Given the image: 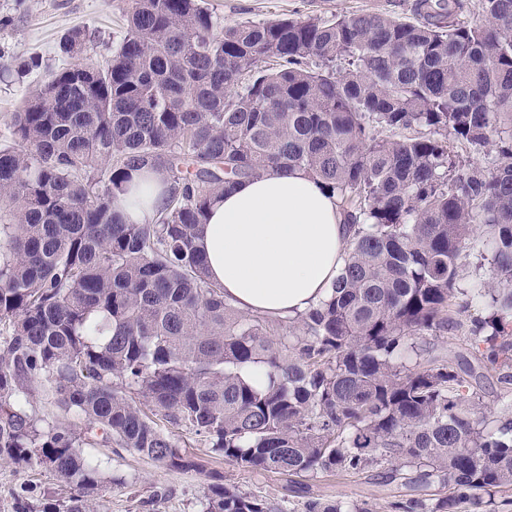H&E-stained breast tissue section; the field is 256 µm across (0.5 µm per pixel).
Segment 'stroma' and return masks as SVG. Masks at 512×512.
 <instances>
[{
    "label": "stroma",
    "mask_w": 512,
    "mask_h": 512,
    "mask_svg": "<svg viewBox=\"0 0 512 512\" xmlns=\"http://www.w3.org/2000/svg\"><path fill=\"white\" fill-rule=\"evenodd\" d=\"M224 25L244 21L319 16L332 19L349 13H384L413 20L415 0H207ZM127 0H0V17L11 26L0 29V137L7 133L12 112L46 71L66 67L59 39L69 28L87 27L91 40L86 57L95 63L110 59L126 32ZM38 57L41 67L24 76L15 73L17 57ZM179 443L202 468L173 472L132 451L97 443L85 453L99 465L102 483L93 493L96 512H202L210 475L241 492L274 500L281 512H303L309 497L354 502L370 512H390L401 488L377 474L317 477L289 476L252 470L212 454L195 436ZM65 500L70 489L45 467L0 464V512H15L18 501L40 512L46 496Z\"/></svg>",
    "instance_id": "stroma-1"
}]
</instances>
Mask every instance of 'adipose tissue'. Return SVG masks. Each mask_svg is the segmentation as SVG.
<instances>
[{
    "instance_id": "ef3b65f1",
    "label": "adipose tissue",
    "mask_w": 512,
    "mask_h": 512,
    "mask_svg": "<svg viewBox=\"0 0 512 512\" xmlns=\"http://www.w3.org/2000/svg\"><path fill=\"white\" fill-rule=\"evenodd\" d=\"M120 207L128 222L151 223L165 188L141 172ZM349 227L335 196L298 169H272L220 195L200 226L208 273L238 310L286 318L324 298L343 265Z\"/></svg>"
}]
</instances>
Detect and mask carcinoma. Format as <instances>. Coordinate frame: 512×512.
<instances>
[{
	"label": "carcinoma",
	"mask_w": 512,
	"mask_h": 512,
	"mask_svg": "<svg viewBox=\"0 0 512 512\" xmlns=\"http://www.w3.org/2000/svg\"><path fill=\"white\" fill-rule=\"evenodd\" d=\"M460 9L223 27L206 0H130L104 65L84 61L86 29L62 36L71 63L0 144V461L75 490L41 512H94L100 469L71 425H37L35 392L174 472L200 469L185 431L245 468L384 470L409 489L392 512L480 509L512 486V0H478L479 23ZM450 137L497 162L463 165ZM273 166L321 182L354 228L330 296L287 319L226 302L196 245L213 198ZM146 168L167 194L129 224L119 203ZM476 232L496 277L464 288ZM447 332L497 372L495 409L433 354ZM206 512L280 510L213 482Z\"/></svg>",
	"instance_id": "1"
}]
</instances>
